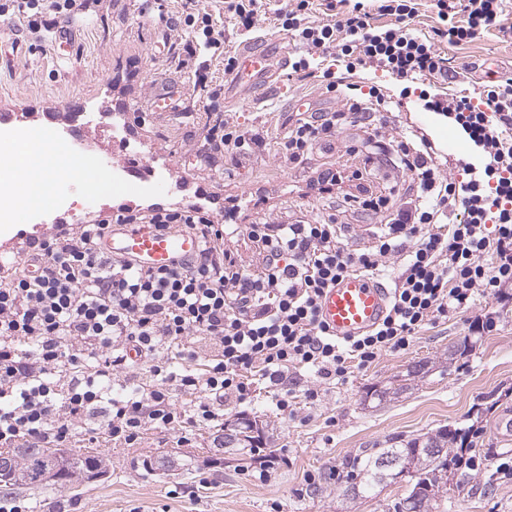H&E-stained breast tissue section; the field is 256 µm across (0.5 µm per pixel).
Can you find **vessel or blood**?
<instances>
[{"mask_svg":"<svg viewBox=\"0 0 512 512\" xmlns=\"http://www.w3.org/2000/svg\"><path fill=\"white\" fill-rule=\"evenodd\" d=\"M291 47L271 55L241 50L228 99L238 100L267 85L290 63ZM98 251L108 258L130 261L144 269H176L190 264L200 251L199 239L179 230L159 232L143 224H110L100 237ZM390 299L387 286L364 275H350L325 289L319 318L337 340H349L377 326Z\"/></svg>","mask_w":512,"mask_h":512,"instance_id":"vessel-or-blood-1","label":"vessel or blood"}]
</instances>
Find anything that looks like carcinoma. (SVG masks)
Instances as JSON below:
<instances>
[{
	"label": "carcinoma",
	"instance_id": "1",
	"mask_svg": "<svg viewBox=\"0 0 512 512\" xmlns=\"http://www.w3.org/2000/svg\"><path fill=\"white\" fill-rule=\"evenodd\" d=\"M477 429L443 426L386 448H370L346 463V473L328 477L346 480L344 495L364 497L379 487L404 482L407 495L398 498L388 512H440L448 499V485L471 468ZM265 428L256 419L238 417L224 426V447L254 452L265 445ZM397 461L393 469L386 460ZM102 454L67 453L60 448H0V483L11 488L63 487L95 478L105 469Z\"/></svg>",
	"mask_w": 512,
	"mask_h": 512
}]
</instances>
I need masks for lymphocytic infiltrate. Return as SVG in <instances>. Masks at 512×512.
<instances>
[{
    "label": "lymphocytic infiltrate",
    "mask_w": 512,
    "mask_h": 512,
    "mask_svg": "<svg viewBox=\"0 0 512 512\" xmlns=\"http://www.w3.org/2000/svg\"><path fill=\"white\" fill-rule=\"evenodd\" d=\"M175 14L159 13L178 64L215 106L199 144L206 161L249 151L258 137L226 117L210 85L211 60L233 74L237 57L225 30L248 35L275 19L299 59L293 72L338 49L348 69L385 72L406 84L448 78L442 46H458L489 30L512 39L502 0H436L440 27L419 35L410 21L416 0H326L329 19L312 14L311 0H223L216 23L201 0H179ZM79 0H0V17L23 21L29 33L50 30L55 19L80 10ZM389 16L384 25L373 15ZM336 97L331 112H292L274 160L300 166L314 145L359 119L373 118L368 137L393 152L413 175L415 192L398 205L368 200L379 224L367 245L348 248L339 227L277 213L241 227L215 223L207 199L181 208L157 204L118 208L116 222L148 224L162 232L181 227L198 236L201 251L190 266L143 270L97 250L105 221L60 224L29 242L43 268L0 265V447L67 448L86 414L104 406V432L134 444L149 427L224 428V400L252 397L254 384L278 391L287 411L288 386L300 369L323 380H345L352 368L399 351L437 319L465 312L479 295L502 297L512 286V78L483 86L477 95L438 92L427 111L452 120L479 150L476 161L442 162L434 143L393 120L396 106L378 86L339 78L326 81ZM247 237V259L231 241ZM401 273L382 322L346 342L319 320L325 288L350 274L378 276L391 263ZM170 349L161 357L159 349ZM146 359L151 384L113 395L130 351ZM189 393L178 409L172 390Z\"/></svg>",
    "instance_id": "1"
}]
</instances>
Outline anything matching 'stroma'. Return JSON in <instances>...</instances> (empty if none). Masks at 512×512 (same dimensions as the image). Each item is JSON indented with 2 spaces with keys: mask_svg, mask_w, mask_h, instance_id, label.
<instances>
[{
  "mask_svg": "<svg viewBox=\"0 0 512 512\" xmlns=\"http://www.w3.org/2000/svg\"><path fill=\"white\" fill-rule=\"evenodd\" d=\"M158 0H86L79 19L80 38L69 60L56 58L50 41L23 32L17 21L0 18V119L23 118L43 127L72 122L75 113L90 110L121 122L122 136L100 126L87 135L102 154L125 156L139 150L146 159L168 164L167 188L146 197L105 194L91 217L105 219L118 207L151 203L179 208L205 197L215 204L219 224H251L268 211L292 220L301 215L333 220L343 239L359 248L361 231L376 218L355 199L336 193L317 195L311 187L319 171L362 173L366 194L405 199L413 191L410 173L387 162L360 127L348 128L336 141L315 146L306 164L277 167L269 155L286 132L284 121L297 107L311 112L335 109L332 95L322 93L316 77L331 72L351 76L360 85L382 86L393 100L409 103L415 88L389 75L363 69L347 73L337 51H329L313 68L315 77L289 80L280 73L257 97L224 110L244 128L258 133L259 146L222 169L201 165L183 146L190 134L201 132L208 119V101L193 88L191 74L180 69L169 50L168 31L158 22ZM457 76L449 80L452 93H473L491 78L512 77V41L482 34L464 45L445 49ZM180 89V114L152 111L139 96V86ZM401 124L421 127L441 157L449 162L473 160L477 150L447 118L433 112L425 117L401 111ZM71 161L52 142L31 145L27 160L15 169L17 193H25L32 175L56 177L57 193L84 196L81 186L62 181ZM492 315V331L474 328L477 319ZM471 345L464 354L462 340ZM430 362L433 370L399 398L375 405L366 401L369 389L396 383L415 365ZM296 400L280 412L268 388L254 392L250 401L224 402L225 420L245 414L266 424L273 450L272 467L249 456L225 455L213 444L206 428L185 432L150 428L130 446L98 439L94 451L106 454L110 470L102 478L69 490L6 489L0 500L25 503L30 512H387L405 484L386 487L370 498L351 500L341 490H318L324 474L338 468L346 457L365 448L385 447L388 439L415 435L467 423L480 417L477 455L490 460L512 455V433L500 429L512 414V299L476 297L463 313L427 326L402 351L383 353L372 365L354 370L343 382H318L314 373L295 376ZM316 399L305 396L307 389ZM502 399L485 415L477 410L491 393ZM187 455V471L166 472L145 468L146 460L163 455ZM448 512H512V480L490 479L487 470L471 472L469 485L448 491Z\"/></svg>",
  "mask_w": 512,
  "mask_h": 512,
  "instance_id": "obj_1",
  "label": "stroma"
}]
</instances>
